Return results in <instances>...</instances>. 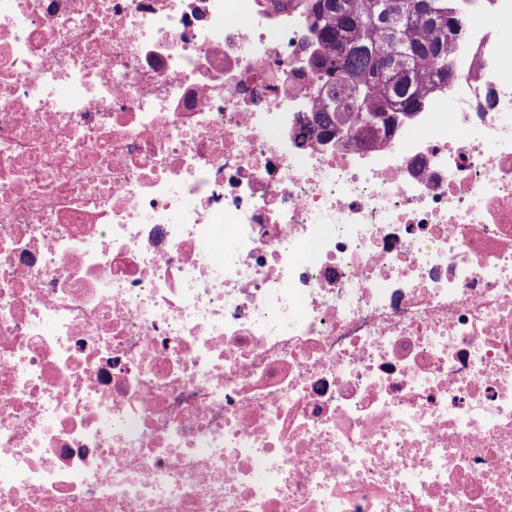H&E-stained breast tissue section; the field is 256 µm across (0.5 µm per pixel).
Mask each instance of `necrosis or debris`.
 Masks as SVG:
<instances>
[{"instance_id":"obj_1","label":"necrosis or debris","mask_w":512,"mask_h":512,"mask_svg":"<svg viewBox=\"0 0 512 512\" xmlns=\"http://www.w3.org/2000/svg\"><path fill=\"white\" fill-rule=\"evenodd\" d=\"M460 4L446 87L303 144L295 0H0V512H512V0Z\"/></svg>"}]
</instances>
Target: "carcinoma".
I'll return each instance as SVG.
<instances>
[{"instance_id":"obj_1","label":"carcinoma","mask_w":512,"mask_h":512,"mask_svg":"<svg viewBox=\"0 0 512 512\" xmlns=\"http://www.w3.org/2000/svg\"><path fill=\"white\" fill-rule=\"evenodd\" d=\"M427 3L423 10L414 0H305L317 42L312 67L322 81L318 128L348 126L356 115L358 133L370 137V116L409 114L448 83V42L463 18L454 0ZM388 9L401 14L394 28L384 22Z\"/></svg>"}]
</instances>
